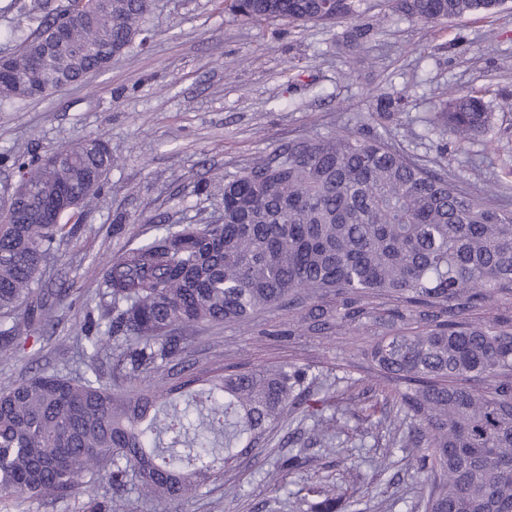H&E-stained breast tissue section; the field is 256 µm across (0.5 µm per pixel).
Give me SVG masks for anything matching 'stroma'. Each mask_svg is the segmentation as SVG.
Segmentation results:
<instances>
[{
	"instance_id": "35a3bbf8",
	"label": "stroma",
	"mask_w": 512,
	"mask_h": 512,
	"mask_svg": "<svg viewBox=\"0 0 512 512\" xmlns=\"http://www.w3.org/2000/svg\"><path fill=\"white\" fill-rule=\"evenodd\" d=\"M35 0H0V56L16 53L37 21ZM371 39L352 48L353 27ZM147 44L133 43L89 80L41 97L0 104V154L43 156L90 138L103 139L113 166L76 232L60 238L32 282L35 291L67 287L47 316V331L17 358L0 363V385L46 370L78 379L88 319H99L104 267L128 244L151 237L156 223L205 224L223 212L226 176L288 141L353 130L369 121L397 148L428 167L448 170L473 196L495 189L512 207V8L493 17L467 15L423 24L365 0L358 16L336 25L280 21L243 25L222 0H153ZM482 92L492 114L489 137L459 142L433 124L449 95ZM405 96L395 112L380 99ZM121 233H113L116 218ZM288 313L271 309L251 325L196 324L182 329L185 357L197 368H252L296 363L316 380L313 398L329 401L338 419L339 450L313 435V422L293 408L251 454L239 457L166 512H289L295 499L317 502V488L338 483L336 512H406L421 505L424 474L415 449L386 448L370 409L349 404L351 384L391 385L346 337L270 336ZM306 457L297 470L279 458ZM390 455L394 475L374 462ZM0 512H88L75 494L43 501L14 495Z\"/></svg>"
}]
</instances>
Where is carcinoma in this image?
I'll use <instances>...</instances> for the list:
<instances>
[{
	"label": "carcinoma",
	"mask_w": 512,
	"mask_h": 512,
	"mask_svg": "<svg viewBox=\"0 0 512 512\" xmlns=\"http://www.w3.org/2000/svg\"><path fill=\"white\" fill-rule=\"evenodd\" d=\"M402 17L433 24L496 14L506 0H388ZM362 0H224L243 23H339ZM149 0H109L74 30L97 53L63 48L38 90L22 81L30 53L59 20L41 17L20 55L5 59L1 99L43 96L99 71L143 32ZM462 140L485 136L484 97H455L438 112ZM25 170L29 197L0 224V311L22 310L7 342L46 319L31 288L66 217L96 196L112 167L88 139L40 160L2 155ZM62 194L60 223L35 214ZM223 222L158 224L151 238L103 269L112 316L86 336L93 364L112 350V378L75 381L37 373L0 389V496L64 498L78 489L100 512L134 483L162 505L181 498L278 425L288 408L320 416L326 400L303 395L308 369L188 368L162 377L183 351L179 330L199 322L245 324L271 307L299 311L288 335L370 337L365 354L398 383V418L430 472L425 512H512V209L478 198L393 147L383 136L338 132L278 147L224 179ZM332 294L334 301L323 297ZM158 384L142 386L149 374ZM184 449L179 450L177 446Z\"/></svg>",
	"instance_id": "1"
}]
</instances>
